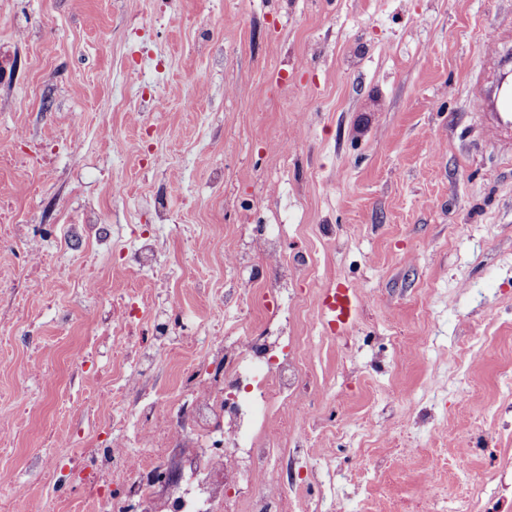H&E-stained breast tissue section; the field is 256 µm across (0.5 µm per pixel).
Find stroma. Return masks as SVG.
<instances>
[{"instance_id":"obj_1","label":"stroma","mask_w":512,"mask_h":512,"mask_svg":"<svg viewBox=\"0 0 512 512\" xmlns=\"http://www.w3.org/2000/svg\"><path fill=\"white\" fill-rule=\"evenodd\" d=\"M511 20L512 0H0V154L35 155L0 169V197L59 259L28 282L0 367V391L32 407L0 480L40 496L45 436L91 428L55 397L111 367L112 291L143 313L134 345L161 306L190 332L255 319L244 296L266 280L235 256L264 224L311 259L288 312L326 389L310 404L331 418L291 466L318 465L317 512H415L429 475L439 495L485 480L484 512L512 501V151L476 120L492 28ZM87 210L104 234L73 237ZM145 236L151 273L134 265ZM341 287L358 295L352 325L314 328L307 299ZM91 342L74 371L66 353ZM35 349L54 384L32 375Z\"/></svg>"}]
</instances>
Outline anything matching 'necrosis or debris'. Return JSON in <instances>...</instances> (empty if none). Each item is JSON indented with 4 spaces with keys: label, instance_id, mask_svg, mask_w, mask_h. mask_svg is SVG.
Masks as SVG:
<instances>
[{
    "label": "necrosis or debris",
    "instance_id": "4bbe7bcc",
    "mask_svg": "<svg viewBox=\"0 0 512 512\" xmlns=\"http://www.w3.org/2000/svg\"><path fill=\"white\" fill-rule=\"evenodd\" d=\"M250 260L271 270L263 289L264 324L238 326L236 335L202 333L205 368L182 371L175 398H143L133 411L140 422L136 450H129L124 421H98L111 438L102 448L66 447L65 465L45 466L49 490L73 491L71 512H309L303 486L268 465L287 456L298 416H310V395L323 390L310 380L300 337L288 324L289 267L283 240L257 226ZM171 310L157 315L158 329L140 343V366L123 388L96 373L93 400L119 407L130 388L178 343Z\"/></svg>",
    "mask_w": 512,
    "mask_h": 512
}]
</instances>
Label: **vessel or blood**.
Segmentation results:
<instances>
[{"label":"vessel or blood","mask_w":512,"mask_h":512,"mask_svg":"<svg viewBox=\"0 0 512 512\" xmlns=\"http://www.w3.org/2000/svg\"><path fill=\"white\" fill-rule=\"evenodd\" d=\"M494 46L487 58L493 72L492 81L478 94L477 112L497 135H512V47H507V35L494 30ZM352 300L348 289L328 292L321 301V314L328 328L347 324L351 317Z\"/></svg>","instance_id":"obj_1"}]
</instances>
